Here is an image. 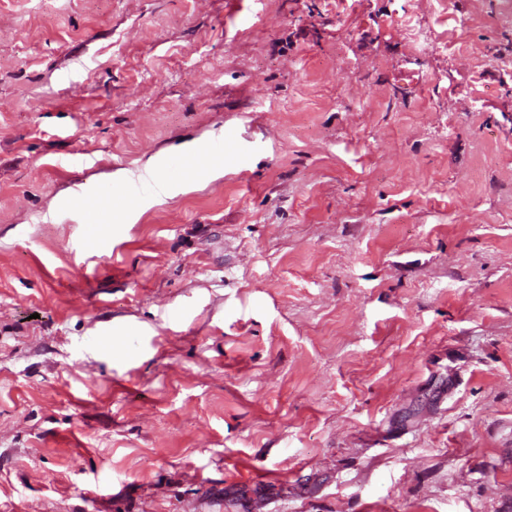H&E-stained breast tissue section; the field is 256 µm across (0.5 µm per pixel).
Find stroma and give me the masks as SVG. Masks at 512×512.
<instances>
[{
  "label": "stroma",
  "instance_id": "stroma-1",
  "mask_svg": "<svg viewBox=\"0 0 512 512\" xmlns=\"http://www.w3.org/2000/svg\"><path fill=\"white\" fill-rule=\"evenodd\" d=\"M0 512H512L505 0H0Z\"/></svg>",
  "mask_w": 512,
  "mask_h": 512
}]
</instances>
